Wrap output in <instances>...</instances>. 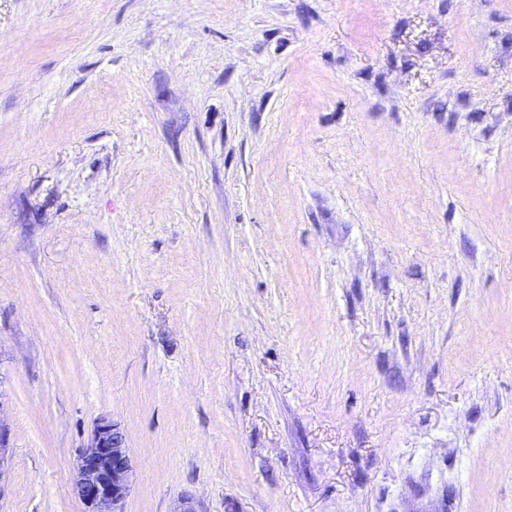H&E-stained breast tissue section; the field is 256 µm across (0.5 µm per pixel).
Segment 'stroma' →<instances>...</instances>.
<instances>
[{
    "instance_id": "obj_1",
    "label": "stroma",
    "mask_w": 512,
    "mask_h": 512,
    "mask_svg": "<svg viewBox=\"0 0 512 512\" xmlns=\"http://www.w3.org/2000/svg\"><path fill=\"white\" fill-rule=\"evenodd\" d=\"M0 512H512V0H0ZM4 377L0 374V500L7 493L8 488V448L11 445V435L8 425L2 418L4 399ZM134 474L123 429L109 418L100 419L77 455L73 491L83 512H125Z\"/></svg>"
}]
</instances>
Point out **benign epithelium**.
Instances as JSON below:
<instances>
[{
  "label": "benign epithelium",
  "mask_w": 512,
  "mask_h": 512,
  "mask_svg": "<svg viewBox=\"0 0 512 512\" xmlns=\"http://www.w3.org/2000/svg\"><path fill=\"white\" fill-rule=\"evenodd\" d=\"M10 445V429L0 417V500L8 488ZM134 474L123 429L108 418L100 419L77 455L73 491L84 505L83 512H124Z\"/></svg>",
  "instance_id": "7a95c632"
}]
</instances>
